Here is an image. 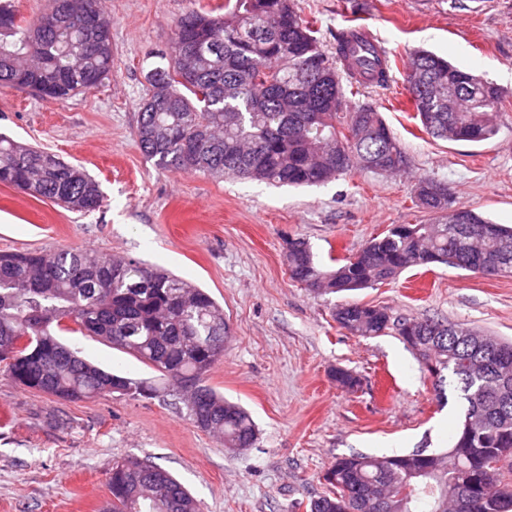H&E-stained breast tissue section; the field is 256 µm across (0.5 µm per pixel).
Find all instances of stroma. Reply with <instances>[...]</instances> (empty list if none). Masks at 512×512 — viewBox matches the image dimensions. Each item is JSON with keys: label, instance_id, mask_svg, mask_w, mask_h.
Listing matches in <instances>:
<instances>
[{"label": "stroma", "instance_id": "stroma-1", "mask_svg": "<svg viewBox=\"0 0 512 512\" xmlns=\"http://www.w3.org/2000/svg\"><path fill=\"white\" fill-rule=\"evenodd\" d=\"M362 3L355 13L351 0H295L323 45L356 19L389 52L388 86L362 99L377 106L409 158L396 175L358 168L320 186L277 188L164 170L144 158L133 131L147 72L170 54L182 13H220L224 0H105L112 71L97 89L65 102L0 89V134L83 167L105 196L99 210L83 214L0 184V251L87 249L205 288L232 329L209 383L246 407L259 428L256 445L234 454L195 428L177 397L73 402L0 373V512H99L122 458L168 470L202 512H294V502L323 492L336 458L448 448L461 407L437 398L415 351L392 330L351 335L333 311L347 302L377 305L512 342V276L437 264L373 288L317 295L290 279L286 241L306 239L325 265L356 254L391 225L426 220L415 198L422 177L446 183L455 205L512 225V0ZM421 48L503 89L508 107L494 137L448 142L422 131L405 83L410 54ZM64 339L105 370L150 375L110 345L71 332ZM338 368L359 386L339 387Z\"/></svg>", "mask_w": 512, "mask_h": 512}]
</instances>
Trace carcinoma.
<instances>
[{
  "label": "carcinoma",
  "instance_id": "carcinoma-1",
  "mask_svg": "<svg viewBox=\"0 0 512 512\" xmlns=\"http://www.w3.org/2000/svg\"><path fill=\"white\" fill-rule=\"evenodd\" d=\"M101 0H50L42 22L17 19L0 0V88L19 87L39 98L67 101L97 88L112 71V32L78 24ZM198 43L183 60L180 42ZM175 51L146 76L135 128L137 145L161 168L204 176L318 186L356 167L379 174L409 168V159L378 108L358 103L339 112L334 102L366 87H384L391 64L371 45L358 50L342 29L334 51L324 49L312 22L292 0H224V14L192 10L175 24ZM410 104L425 131L449 142H481L497 132L501 90L426 50L411 54L406 75ZM0 184L80 213L104 202L100 184L82 167L0 134ZM417 198L431 214L374 237L353 262L326 267L308 242L286 241L289 277L316 294H337L393 280L402 271L435 264L497 276L512 265V226L459 208L451 195ZM112 345L155 373L133 378L107 371L61 340L72 331ZM354 336H378L391 316L378 306L346 303L334 312ZM422 363L436 368L435 390H450L463 421L448 453L374 457L350 455L325 474L329 490L310 498L307 512H512V344L434 317L396 322ZM32 342L0 358L16 384L64 399L111 394L148 399L169 385L185 403L191 424L240 453L257 440L251 414L208 384L224 358L230 328L224 309L203 289L133 258L89 251L0 252V349ZM495 343L506 362L489 370L484 345ZM500 466L489 475L485 468ZM110 501L101 512H201L199 501L155 463L124 459L108 477Z\"/></svg>",
  "mask_w": 512,
  "mask_h": 512
}]
</instances>
